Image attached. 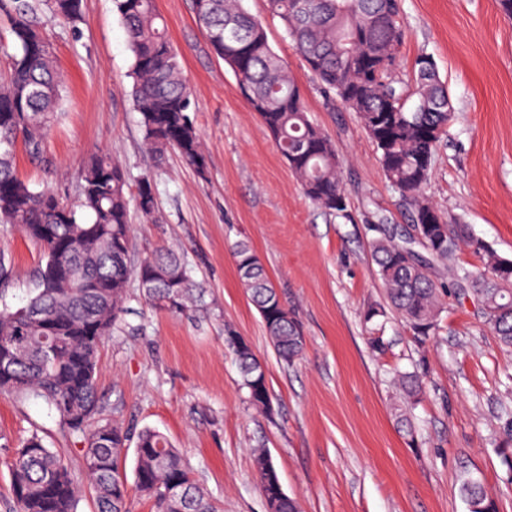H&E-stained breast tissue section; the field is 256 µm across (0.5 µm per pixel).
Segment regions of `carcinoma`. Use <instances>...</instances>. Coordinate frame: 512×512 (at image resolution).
<instances>
[{
    "label": "carcinoma",
    "mask_w": 512,
    "mask_h": 512,
    "mask_svg": "<svg viewBox=\"0 0 512 512\" xmlns=\"http://www.w3.org/2000/svg\"><path fill=\"white\" fill-rule=\"evenodd\" d=\"M286 37L334 102L357 114L379 152L390 186L401 195L417 237H400L381 219L368 225L377 276L391 306L415 334L428 336L442 313L445 285L429 274L450 261L460 246L483 262L474 271L452 269L455 283L478 304L499 342L512 347V259L472 235L470 225L450 222L424 194L441 140L455 110L429 56L414 61L411 82L398 76L403 40L400 0H266ZM133 58L132 96L144 138L156 155L176 151L201 173L205 158L190 118L191 88L170 42L156 0H116ZM83 0H0L9 22L13 52L0 71V224L19 228L43 248L45 265L25 305L0 310V394L40 401L80 448L81 475L37 427L8 447L11 512H79L83 497L94 512H128L130 492L153 502L155 512H216L192 469L160 430L124 426L103 416L97 391L99 348L125 312L129 281L138 282L153 308L176 314L194 302L195 284L179 255L159 249L138 265L130 262V205L155 217L154 179L142 177L130 193L127 171L111 156L95 154L79 176L80 200L62 201L45 187L18 176L15 151L23 142L38 153L63 106L64 76L46 35L42 15L72 29ZM194 18L215 54L235 73L252 110L274 139L305 196L328 215L347 217V197L335 146L310 120L299 86L270 46L264 23L242 0H192ZM419 245L421 251L413 249ZM245 242L235 251L239 279L258 311L273 349L291 364L304 336L262 263ZM227 330L242 388L252 406L270 407L261 361ZM409 397L421 391L418 375L402 373ZM135 443L133 482L120 470L124 449ZM265 500L274 512H298L283 489L271 454L253 452ZM468 512H499L481 482L469 477L460 488Z\"/></svg>",
    "instance_id": "1"
}]
</instances>
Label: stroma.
Masks as SVG:
<instances>
[{
    "instance_id": "1",
    "label": "stroma",
    "mask_w": 512,
    "mask_h": 512,
    "mask_svg": "<svg viewBox=\"0 0 512 512\" xmlns=\"http://www.w3.org/2000/svg\"><path fill=\"white\" fill-rule=\"evenodd\" d=\"M78 27L49 23L65 77L64 102L41 155L17 149L19 175L78 199V176L106 153L131 183L156 180L155 220L132 211L133 263L170 247L185 259L201 302L189 315L151 308L128 287L124 330L101 349L98 392L105 416L166 433L218 512H267L252 451L269 449L300 512H468L462 481L479 478L499 512H512V483L497 453L500 417L512 412V349L498 343L477 306L448 297L427 337L388 305L366 226L383 216L408 227L375 145L357 115L331 105L265 0H243L262 19L272 49L299 85L310 119L334 142L348 196L332 217L304 195L274 141L213 53L191 0H157L192 89L191 118L204 175L177 154L156 159L130 96L132 55L113 0H83ZM399 75L430 56L448 85L456 119L438 146L425 194L512 258V18L497 0H401ZM249 243L305 336L302 358L281 363L239 281L235 249ZM11 261L0 308L23 305L45 264L40 246L0 225ZM376 317H368V310ZM234 329L266 365L272 409L250 407L233 353ZM384 342L373 349L370 337ZM418 371L423 393L407 402L393 384ZM411 426L402 428L400 415ZM38 426L47 446L78 465V444L46 407L0 394V437L16 442Z\"/></svg>"
}]
</instances>
